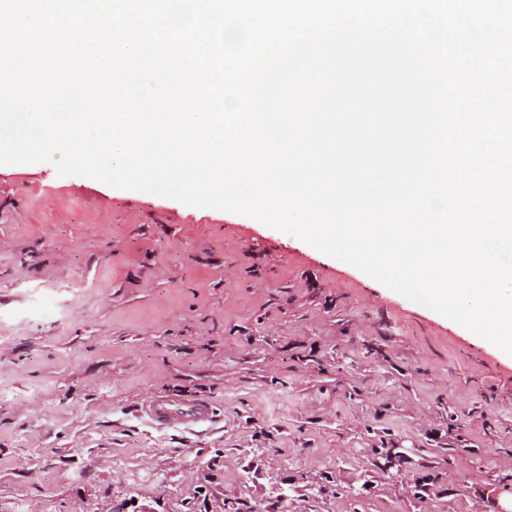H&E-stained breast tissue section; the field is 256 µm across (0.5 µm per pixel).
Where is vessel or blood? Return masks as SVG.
Segmentation results:
<instances>
[{"label":"vessel or blood","instance_id":"vessel-or-blood-1","mask_svg":"<svg viewBox=\"0 0 512 512\" xmlns=\"http://www.w3.org/2000/svg\"><path fill=\"white\" fill-rule=\"evenodd\" d=\"M141 413L158 429L192 430L209 426L216 418L210 401L192 395L154 394L143 403Z\"/></svg>","mask_w":512,"mask_h":512}]
</instances>
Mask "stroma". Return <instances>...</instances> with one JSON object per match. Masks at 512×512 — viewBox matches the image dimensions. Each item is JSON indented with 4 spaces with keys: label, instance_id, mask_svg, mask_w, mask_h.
<instances>
[{
    "label": "stroma",
    "instance_id": "35a3bbf8",
    "mask_svg": "<svg viewBox=\"0 0 512 512\" xmlns=\"http://www.w3.org/2000/svg\"><path fill=\"white\" fill-rule=\"evenodd\" d=\"M184 390L220 421L140 418ZM506 494L512 356L251 217L0 164V512H505Z\"/></svg>",
    "mask_w": 512,
    "mask_h": 512
}]
</instances>
